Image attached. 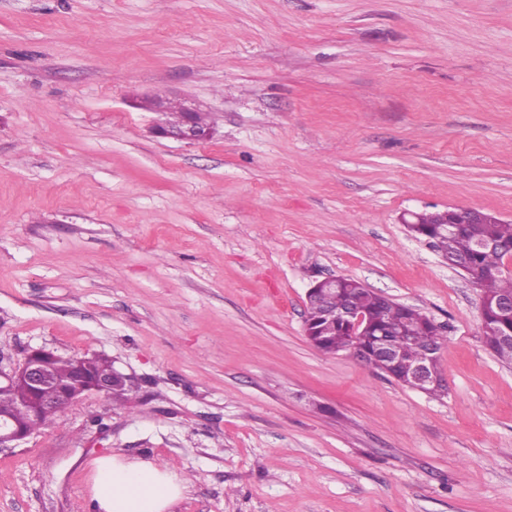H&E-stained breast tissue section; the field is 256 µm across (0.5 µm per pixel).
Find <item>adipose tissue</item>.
I'll use <instances>...</instances> for the list:
<instances>
[{
	"label": "adipose tissue",
	"instance_id": "adipose-tissue-1",
	"mask_svg": "<svg viewBox=\"0 0 512 512\" xmlns=\"http://www.w3.org/2000/svg\"><path fill=\"white\" fill-rule=\"evenodd\" d=\"M185 489L165 466L118 456L94 462L92 498L98 512H166Z\"/></svg>",
	"mask_w": 512,
	"mask_h": 512
}]
</instances>
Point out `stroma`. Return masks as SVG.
I'll return each mask as SVG.
<instances>
[{
  "label": "stroma",
  "instance_id": "35a3bbf8",
  "mask_svg": "<svg viewBox=\"0 0 512 512\" xmlns=\"http://www.w3.org/2000/svg\"><path fill=\"white\" fill-rule=\"evenodd\" d=\"M455 206L512 223V0H0V355L133 380L0 449V512H95L112 455L169 512H512V365L402 222ZM336 275L446 327L444 396L307 341ZM142 100L141 103L146 100L149 102L148 110L151 112H160L162 115H164V112H168V122L172 125L180 123L183 116L182 112L185 114V120L182 125L178 127H170L169 123L166 124L165 118L156 122L151 127V133L155 136L171 137L188 142H199L207 140L213 135L211 127L199 125L194 119L196 112H199L196 115L197 120L203 125H210L209 113L200 112L198 109L188 105L186 101H180L178 104L180 112L177 110L170 112L173 102H171V99L166 94L156 93L142 97ZM185 490L165 466L119 456L94 462L92 498L101 512H165Z\"/></svg>",
  "mask_w": 512,
  "mask_h": 512
}]
</instances>
